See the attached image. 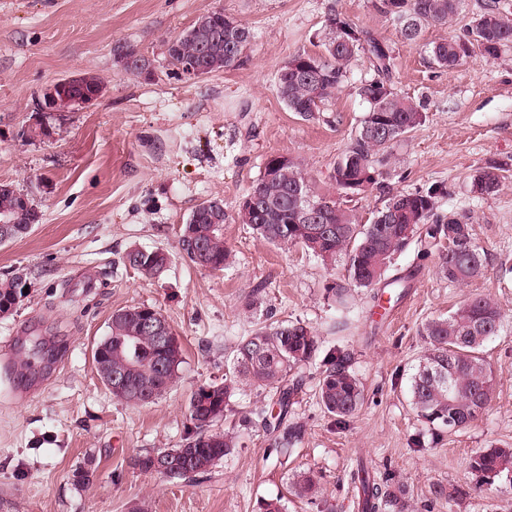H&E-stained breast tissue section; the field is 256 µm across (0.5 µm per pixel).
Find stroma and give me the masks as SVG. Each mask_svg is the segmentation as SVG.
Wrapping results in <instances>:
<instances>
[{"instance_id":"35a3bbf8","label":"stroma","mask_w":512,"mask_h":512,"mask_svg":"<svg viewBox=\"0 0 512 512\" xmlns=\"http://www.w3.org/2000/svg\"><path fill=\"white\" fill-rule=\"evenodd\" d=\"M482 0H465L453 21L400 41L378 0H0V182L28 194L39 221L0 244V278L20 271L28 291L0 317V512H260L283 498L287 512H355L347 475L357 463L390 468L407 486L403 512H512V482L476 492L471 456L512 446V49L485 63L453 69L431 64L427 46L469 29ZM221 9L246 23L254 38L241 65L197 79L173 75L167 44L203 14ZM340 15L392 49L395 90L420 103L425 122L392 149L380 187L349 199L331 179L367 105L356 92L373 78L365 54L350 65L340 92L304 119L277 93L278 71L297 53H324L328 18ZM136 46L151 78L126 72L114 48ZM97 77L93 105L47 118L49 138L30 137L44 89L77 75ZM297 162L314 193L369 220L394 194L445 187L441 211L469 217L485 255L482 274L448 283L437 256H397L410 271L403 296L376 303L359 291L347 326L326 289L344 275L301 247H278L236 216L267 158ZM501 166L490 196L471 192L476 172ZM223 201L224 241L233 257L223 271L192 263L180 250L183 224L197 204ZM161 248L171 261L146 278L123 263L132 249ZM475 295L493 298L505 315L484 356L494 377L490 406L453 435L436 436L419 421L408 377L424 342L419 329ZM148 305L177 333L183 362L155 403L117 400L102 383L93 351L117 310ZM301 320L322 350L349 353L365 400L339 427L315 396L320 360L302 369L303 388L288 415L301 438L277 454L256 413L271 409L275 388L243 385L215 430L238 446L205 473L171 480L133 469L130 460L180 447L191 432L192 394L224 379L235 342L255 329ZM29 353L31 368L16 361ZM251 424H242L244 415ZM90 473L76 483L77 470ZM317 482L309 499L289 493L294 476ZM442 484L450 505L429 499Z\"/></svg>"}]
</instances>
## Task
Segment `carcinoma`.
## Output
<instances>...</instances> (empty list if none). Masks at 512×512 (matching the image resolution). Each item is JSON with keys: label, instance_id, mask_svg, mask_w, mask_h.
<instances>
[{"label": "carcinoma", "instance_id": "obj_1", "mask_svg": "<svg viewBox=\"0 0 512 512\" xmlns=\"http://www.w3.org/2000/svg\"><path fill=\"white\" fill-rule=\"evenodd\" d=\"M390 6L391 9L382 8L380 12L392 21L402 41L415 43L425 28L448 24L458 14L461 0H390ZM329 27L331 37L325 44V53L292 56L278 72L277 90L289 111L310 118L348 81V66L358 53L367 55L374 77L357 87V95L367 103V110L333 167L336 189L346 195L350 183L367 173L374 174L372 186L380 184L381 166L394 144L421 126L424 115L412 100L394 91L396 57L388 45L335 16L329 18ZM251 40L248 25L224 15L221 10H213L200 16L177 38L168 62L176 75L195 67L205 69L207 74L231 69L240 65ZM511 45L512 17L493 0L483 6L466 38L435 42L429 47V56L438 67L452 69L466 58L494 60ZM277 158L276 154L267 158L262 176L248 193L258 200L262 210V215L251 220L249 226L268 242L300 246L325 264L344 260V280L327 289L336 308H349L354 291L359 289L372 290L380 284L394 289L406 287V277L389 280L387 275L397 255L413 241L420 245L423 256L433 248L443 247V242H451L452 247L439 255L438 272L452 284H466L482 273L484 258L474 244L469 218L438 212V200L445 194L442 187L393 195L370 223L363 224L353 210L313 195L309 181L291 159L276 178H270V164ZM297 183L306 188V206L318 208L316 227L324 234L317 250L308 245L310 225L292 223L295 200L291 187ZM499 186L498 175L491 171L484 170L471 177V191L478 195H492ZM4 215L15 220L18 235L37 221L35 208L27 209L19 197L2 193L0 217ZM191 215L197 217L195 231L206 240V252L201 256L194 254L183 240L181 250L203 268L224 270L230 251L224 242V232L213 228L228 220L224 206L212 208L200 203ZM123 262L144 276H157L156 266L147 255L136 257L129 251ZM141 310L140 306L123 309L100 343L103 364L115 370L128 363L135 365L127 375V387L112 392L113 397L149 404L161 397L174 381L183 350L178 343L167 353L148 334L131 340ZM503 322L504 314L499 306L486 296L476 295L450 314L432 317L422 325L419 335L424 339L425 349L409 375L408 394L417 416L425 424L452 434L469 426L487 409L493 376L483 348L499 335ZM318 351L314 330L300 320L264 325L241 337L234 347L232 367L224 374V381L204 384L191 396L189 413L194 428L186 443L179 448L139 455L133 460L134 468L155 473L156 457L178 463L188 456L190 468L179 466L168 475L170 479H185L206 471L230 454L236 447V437L228 432H216L212 426L224 417L234 389L242 382L258 388L280 389L273 444L281 454L291 451L301 431L296 426H283V421L292 396L303 382L300 369ZM322 363L325 370L315 395L324 411L344 424L362 406L364 387L350 370L349 357L343 350H328ZM469 469L478 477L477 484L481 487L497 479L512 482V447H493L476 453L470 459ZM349 480L357 490L359 512H392V507L408 494L405 485L393 484L387 474L380 477L371 474L361 462L349 471ZM292 489L299 497L317 493L316 481L307 473L293 480Z\"/></svg>", "mask_w": 512, "mask_h": 512}]
</instances>
